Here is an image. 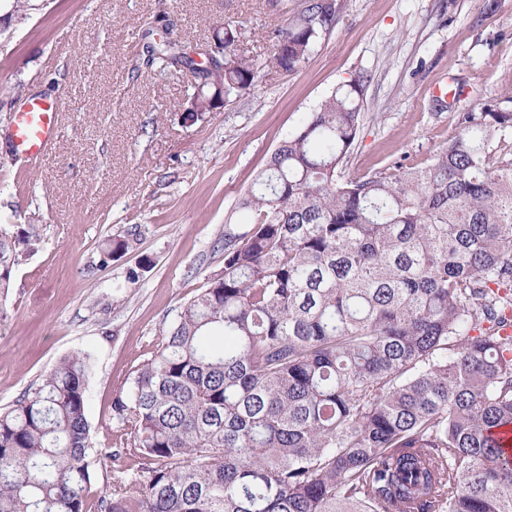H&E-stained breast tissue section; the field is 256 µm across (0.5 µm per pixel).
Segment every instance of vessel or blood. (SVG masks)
<instances>
[{
    "mask_svg": "<svg viewBox=\"0 0 512 512\" xmlns=\"http://www.w3.org/2000/svg\"><path fill=\"white\" fill-rule=\"evenodd\" d=\"M59 102L34 98L15 115L13 138L19 154L29 164H38L49 152L59 133Z\"/></svg>",
    "mask_w": 512,
    "mask_h": 512,
    "instance_id": "vessel-or-blood-1",
    "label": "vessel or blood"
}]
</instances>
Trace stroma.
Listing matches in <instances>:
<instances>
[{"label":"stroma","instance_id":"35a3bbf8","mask_svg":"<svg viewBox=\"0 0 512 512\" xmlns=\"http://www.w3.org/2000/svg\"><path fill=\"white\" fill-rule=\"evenodd\" d=\"M336 23L294 70L272 32L298 0H0V224H33L41 244L0 307V407L65 355L86 352L96 446L112 395L149 358L159 330L224 264V225L280 141L340 85L361 77L363 119L343 171L422 168L461 113L512 96V0H341ZM258 66L248 89L197 122L189 76L141 66L147 30L172 25L192 47L222 22ZM60 96L61 135L36 167L17 160L15 114ZM132 224L141 237L102 266L98 247ZM143 279L124 287L143 259Z\"/></svg>","mask_w":512,"mask_h":512}]
</instances>
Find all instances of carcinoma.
I'll return each mask as SVG.
<instances>
[{
    "label": "carcinoma",
    "instance_id": "carcinoma-1",
    "mask_svg": "<svg viewBox=\"0 0 512 512\" xmlns=\"http://www.w3.org/2000/svg\"><path fill=\"white\" fill-rule=\"evenodd\" d=\"M337 17L301 0L276 30L291 71ZM236 27L196 61L146 46L194 85L185 119L249 88ZM365 80L281 141L224 225V265L159 330L112 398L114 445L88 420L87 353L0 408V512H512V97L466 112L424 168L344 179ZM141 226L106 240L108 265ZM41 242L0 225V293ZM111 462V491L90 495Z\"/></svg>",
    "mask_w": 512,
    "mask_h": 512
}]
</instances>
